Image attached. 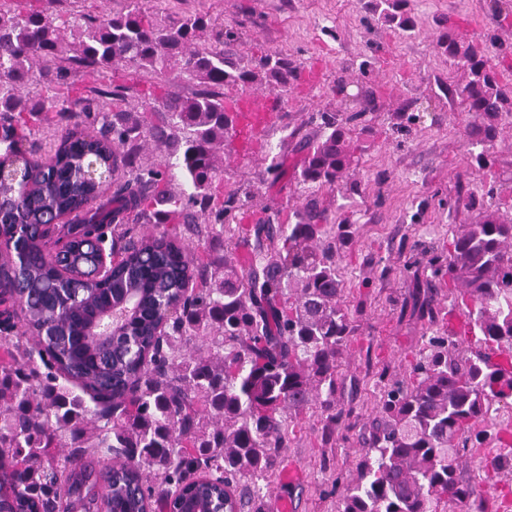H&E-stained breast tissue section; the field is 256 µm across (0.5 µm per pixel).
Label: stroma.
<instances>
[{
	"instance_id": "obj_1",
	"label": "stroma",
	"mask_w": 512,
	"mask_h": 512,
	"mask_svg": "<svg viewBox=\"0 0 512 512\" xmlns=\"http://www.w3.org/2000/svg\"><path fill=\"white\" fill-rule=\"evenodd\" d=\"M143 8L169 6L179 12L205 11L221 16L240 38L230 51L258 58L278 52L303 69L285 97L275 131L250 150L228 152L224 185L258 186L256 205L291 214L308 197L292 168L299 160V140L317 131L318 110L344 109L334 88L345 79L348 93L361 83L374 84L384 100L371 113L372 131L362 137L364 153L348 196L323 190L315 197L332 219L350 218L355 234L341 252L345 283L342 304L353 328L343 351L336 406L344 420L324 438L315 410L304 411L289 435L282 456L299 468V481L288 487L272 483L264 509L277 512L281 498L294 501V512H337L340 492L334 477L356 476L359 438L380 397L379 373L408 380L428 319L412 310V293L430 277L427 249L442 245L450 230L477 220L475 196L487 191L486 176L467 173L466 137L474 119L455 87L459 75L440 57L437 23L452 16L470 39L495 36L505 52L498 60L501 77L512 83V0H413L417 28L405 33L385 25L366 8V0H140ZM125 89L128 110L146 115L144 90L190 94L192 84L178 79L145 80L131 70L112 73ZM419 102L428 112L409 135L392 132V114ZM282 155L291 171L266 185L265 169ZM465 479L474 483L488 512H512V473L485 474L468 464Z\"/></svg>"
}]
</instances>
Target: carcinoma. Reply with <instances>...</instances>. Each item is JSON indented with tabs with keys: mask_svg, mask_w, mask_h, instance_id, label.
<instances>
[{
	"mask_svg": "<svg viewBox=\"0 0 512 512\" xmlns=\"http://www.w3.org/2000/svg\"><path fill=\"white\" fill-rule=\"evenodd\" d=\"M20 2L0 0V168L14 176L0 182V234L14 251L0 262V289L24 290V323L0 327V512H147L153 504L184 512L192 498L262 512V482L280 468L292 419L313 406L324 432L336 429L338 369L352 333L336 255L353 231L344 219L328 223L313 198L291 224L278 209H255L249 184L224 191L218 160L234 138L224 90L264 86L279 102L301 66L279 54L224 53L238 32L208 12L148 13L129 0L93 16L62 14L59 0L29 10ZM369 4L382 21L415 31L411 0ZM437 47L463 74L458 95L478 119L469 136L481 146L468 157L489 172L500 123L512 120V85L487 43L459 37L450 19ZM119 67L161 77L176 69L199 89L151 97L150 121L115 105L87 124L68 121L88 102L77 79L22 96L52 70L98 81ZM359 105L345 116L318 113L319 131L299 160L307 189L354 190L359 119L380 108L377 90L361 87ZM48 129L54 153L42 162L32 141ZM150 144L160 152L152 162L142 155ZM511 209L487 208L428 261L429 282H448L469 332L508 361ZM247 212L252 223L243 224ZM60 217L77 236L67 254L50 256L40 227ZM161 223L172 229L132 234L134 224ZM104 227L115 266L98 276ZM187 232L218 241L222 254H195ZM132 289L137 310L115 350H105L87 328ZM413 310L436 330L410 382L379 375V407L364 424V454L339 512H486L462 460L473 456L470 442L494 436L490 407L512 406V368L463 350L419 288ZM107 454L117 464L99 467ZM480 464L511 470L512 452Z\"/></svg>",
	"mask_w": 512,
	"mask_h": 512,
	"instance_id": "cac0c4a2",
	"label": "carcinoma"
}]
</instances>
